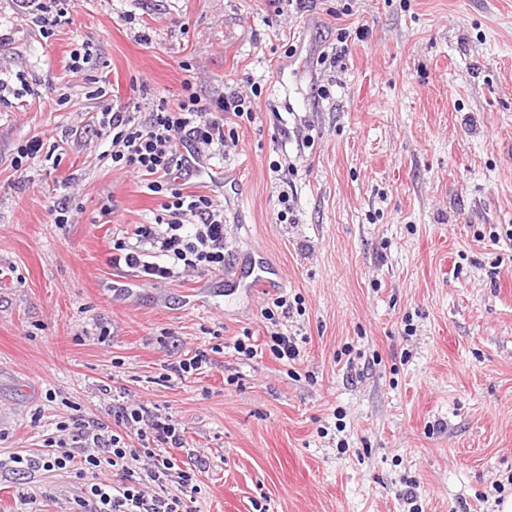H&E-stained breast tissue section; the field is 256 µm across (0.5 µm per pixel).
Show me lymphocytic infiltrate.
Returning <instances> with one entry per match:
<instances>
[{
    "label": "lymphocytic infiltrate",
    "mask_w": 512,
    "mask_h": 512,
    "mask_svg": "<svg viewBox=\"0 0 512 512\" xmlns=\"http://www.w3.org/2000/svg\"><path fill=\"white\" fill-rule=\"evenodd\" d=\"M177 107L158 103L147 119L123 105L98 112V134L110 137L113 164L148 177V190L161 197L154 223L136 225L131 240L112 246V264L137 270L148 282L176 281L190 273L223 270L226 264L224 206L212 196L188 192L191 159L222 155L226 115L252 114L239 90L202 103L184 83ZM112 425L73 417L59 422L58 434L40 454H14L13 470L68 469L84 485L67 512H194L201 491L199 468L179 463L183 447L179 422L167 412L119 403ZM137 445H130V438Z\"/></svg>",
    "instance_id": "f902f5d3"
}]
</instances>
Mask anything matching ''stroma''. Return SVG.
<instances>
[{
    "label": "stroma",
    "mask_w": 512,
    "mask_h": 512,
    "mask_svg": "<svg viewBox=\"0 0 512 512\" xmlns=\"http://www.w3.org/2000/svg\"><path fill=\"white\" fill-rule=\"evenodd\" d=\"M0 0V457L58 422L112 420V395L156 406L202 459L196 512H502L512 498V0H74L44 36ZM351 33L337 66L320 58ZM150 34L151 43L137 39ZM90 43L82 70L70 54ZM258 89L252 121L209 160L228 265L264 254L280 285L221 273L144 284L112 242L160 208L105 158L92 127L115 103L176 106ZM38 139L36 158L15 165ZM288 196L293 223L280 222ZM112 199L116 211L100 207ZM69 205L70 221L53 208ZM300 358L276 360L263 316L280 295ZM259 352L246 359L237 338ZM211 350L201 374L170 363ZM111 395H103L102 387ZM71 471L0 468L65 512Z\"/></svg>",
    "instance_id": "1"
}]
</instances>
